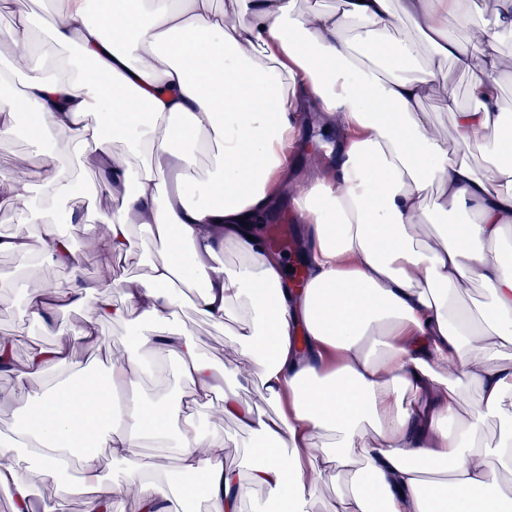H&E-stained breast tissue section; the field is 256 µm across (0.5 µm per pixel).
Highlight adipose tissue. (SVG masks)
<instances>
[{
  "label": "adipose tissue",
  "instance_id": "adipose-tissue-1",
  "mask_svg": "<svg viewBox=\"0 0 512 512\" xmlns=\"http://www.w3.org/2000/svg\"><path fill=\"white\" fill-rule=\"evenodd\" d=\"M465 0H336L295 11L293 0H52L49 16L19 10L5 37L61 53L44 65L24 56L21 97H0V138L17 114L37 119L32 139L49 160L39 187L0 173V207H19L39 225L41 250L17 231L0 252L41 253L68 268L72 288L29 279L31 322L92 306L77 331L98 341L97 324L136 316L163 323L162 336L136 333L152 357L173 361L191 385L187 404L168 393L119 401L116 391L146 372L144 360L111 364L89 381L69 343L34 346L20 385L55 365L68 375L41 387L27 423L0 437V488L15 512H33V486L15 463L26 454L47 477L73 470L64 494L88 496L106 512L113 487L85 445L107 448L138 488L139 512H171L199 491L210 512H240L245 484L262 487L274 512H312L316 489L336 482L331 512H512V363L474 371L484 341L512 347V125L502 122L500 78L512 72L496 31L512 32V0H489L490 24L463 41L448 32ZM431 46L414 65L413 36L388 41L396 17ZM473 73L470 106L448 89L446 63ZM440 91L454 137L422 100ZM335 134L330 164L296 160L301 117ZM67 133L100 172L98 188L117 202L101 216L111 254L130 252L133 225L145 226L149 276L116 285L86 281L70 244L80 187L50 131ZM121 141L124 152L110 148ZM488 159L484 169L471 149ZM140 158L132 167L130 157ZM290 211L306 226V280L297 287L282 257L255 237L258 216ZM431 238L416 231L428 217ZM230 264L215 265L220 254ZM487 288L479 313L456 289ZM200 284L196 313L214 324L235 319L234 342L251 363L275 415L256 412L217 372L193 337L173 328L181 285ZM123 288L129 303L112 301ZM476 385L478 405L457 421L459 389ZM221 393L226 417L259 441L247 474L225 467L223 444L200 425L198 406ZM500 420L495 445L483 440ZM172 449L184 482L143 459L145 442Z\"/></svg>",
  "mask_w": 512,
  "mask_h": 512
}]
</instances>
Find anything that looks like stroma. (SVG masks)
I'll return each instance as SVG.
<instances>
[{"label":"stroma","mask_w":512,"mask_h":512,"mask_svg":"<svg viewBox=\"0 0 512 512\" xmlns=\"http://www.w3.org/2000/svg\"><path fill=\"white\" fill-rule=\"evenodd\" d=\"M77 206L82 222L78 227V235L73 240V247L81 253L84 279H97L106 268L111 269L112 277L116 280L146 278L150 272V264L144 230L135 229L131 238L130 255L135 259L134 264H122L119 258H106L101 249L102 235L98 223L100 215L104 212L101 199H94L90 203L81 199L78 200ZM24 279L25 275L19 267L18 260L12 255L0 253V336H12L21 330L28 338L27 344L17 347L14 351L17 370H25L31 346H50L61 340L73 341L78 357L89 363L95 371L106 370L113 358L126 360L135 356V349L127 341L133 327L129 321L99 323L101 345L74 340V329L95 318L92 308L88 306L73 307L59 313L54 325L46 329L28 323L20 291ZM176 323L195 337L198 352L203 358L223 368L227 382L237 385L239 395L244 401L251 403L263 414L271 415L276 412V404L262 398L258 377L232 342V334L238 327L237 321L230 320L221 325L212 324L199 317L191 305L187 304L180 311ZM62 376L61 368L48 367L40 378L31 381L25 389L17 387L13 377L0 376V434H11L18 414L27 404L31 391ZM200 420L206 432L223 441L225 466L243 468L255 443L254 436L212 407L201 410ZM18 461L20 469L35 487V512H86L85 495L60 493L58 481L39 473L26 455H19Z\"/></svg>","instance_id":"1"}]
</instances>
